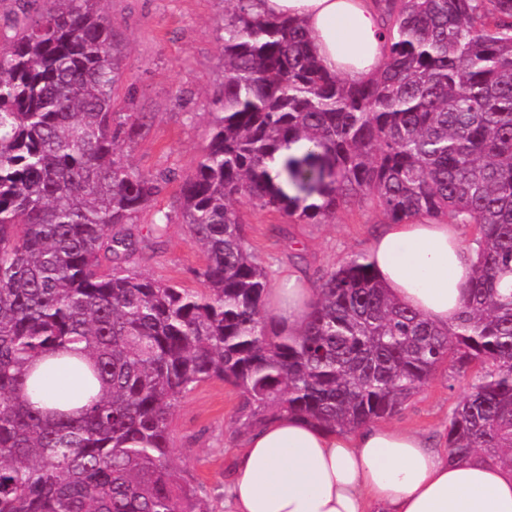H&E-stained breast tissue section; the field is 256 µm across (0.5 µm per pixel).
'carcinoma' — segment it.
Listing matches in <instances>:
<instances>
[{
  "label": "carcinoma",
  "mask_w": 512,
  "mask_h": 512,
  "mask_svg": "<svg viewBox=\"0 0 512 512\" xmlns=\"http://www.w3.org/2000/svg\"><path fill=\"white\" fill-rule=\"evenodd\" d=\"M40 2L0 38V512H215L172 466L175 409L210 380L238 390L242 433L282 413L352 431L442 366L473 370L448 457L512 468V0H379L386 67L367 83L324 69L298 21L232 0L223 92L178 197L197 289L120 267L176 176L120 151L139 116L114 111L123 51L102 0ZM364 198L390 224L472 229L462 310L433 324L356 255L318 277L299 332L281 328L239 205L326 224ZM60 374L84 406L32 402L28 380Z\"/></svg>",
  "instance_id": "1"
}]
</instances>
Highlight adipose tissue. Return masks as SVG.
Here are the masks:
<instances>
[{
    "label": "adipose tissue",
    "mask_w": 512,
    "mask_h": 512,
    "mask_svg": "<svg viewBox=\"0 0 512 512\" xmlns=\"http://www.w3.org/2000/svg\"><path fill=\"white\" fill-rule=\"evenodd\" d=\"M260 13L300 21L328 71L368 81L384 65L374 0H256ZM464 225L383 224L366 257L388 295L444 326L461 309L476 251ZM315 298L301 274L281 276L268 307L299 331ZM224 512H512V470L446 449L395 426L333 432L281 414L246 436L224 490Z\"/></svg>",
    "instance_id": "ef3b65f1"
}]
</instances>
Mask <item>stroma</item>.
Returning <instances> with one entry per match:
<instances>
[{"mask_svg": "<svg viewBox=\"0 0 512 512\" xmlns=\"http://www.w3.org/2000/svg\"><path fill=\"white\" fill-rule=\"evenodd\" d=\"M101 9L125 45L118 109L142 117L132 137L121 141L125 158L146 173L170 172L178 179L191 174L208 143L212 101L224 82L221 44L229 0H103ZM178 179L154 203L171 217L163 236L155 237L151 213L139 215L133 226L145 245L125 266L195 288L204 257L177 212ZM240 210L249 247L276 278L296 271L316 279L364 253L372 227L385 221L365 203L340 209L329 224H293L277 210L246 204ZM471 382V376L452 379L439 369L390 425L442 439L449 414ZM238 401L230 385L203 383L177 408L171 425L174 466L192 474L217 512L224 508V487L245 441L235 423Z\"/></svg>", "mask_w": 512, "mask_h": 512, "instance_id": "stroma-1", "label": "stroma"}]
</instances>
